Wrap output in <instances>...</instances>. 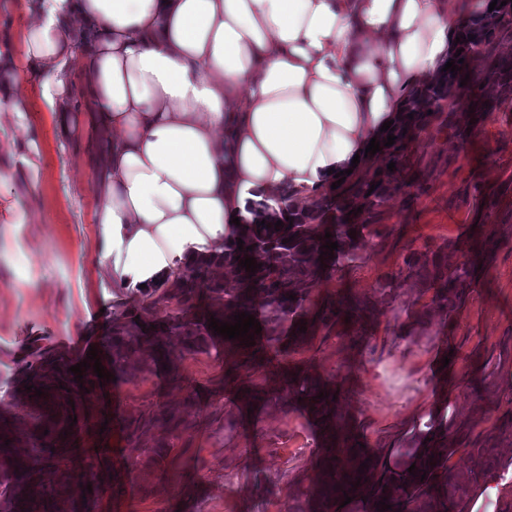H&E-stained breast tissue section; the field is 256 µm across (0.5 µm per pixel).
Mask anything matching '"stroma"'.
Listing matches in <instances>:
<instances>
[{
    "mask_svg": "<svg viewBox=\"0 0 512 512\" xmlns=\"http://www.w3.org/2000/svg\"><path fill=\"white\" fill-rule=\"evenodd\" d=\"M38 2L0 0V52L14 63ZM45 81L20 86L23 112H0V141L31 144L22 154L0 151V175L10 180L0 194V433L20 450L37 420H59L63 443L81 458L41 473L57 493L56 512H312L321 431L285 389L286 365L337 385L352 433L382 462L430 416L447 414L456 475L448 512H469L489 466L512 472V112L474 125L435 118L395 168L361 260L310 286L315 309L346 293L370 298L362 340L341 324L321 327L280 361L253 366L211 340L188 351L182 337H147L152 320L180 307L152 306L151 295L101 264L90 137L81 127L59 135ZM486 236L496 247L451 314L400 274L409 253ZM385 280L389 296L375 297ZM411 307L428 308V318L410 324ZM97 310L101 321L88 326ZM116 322L125 342L115 381L74 393L64 407L25 390L30 367L86 359L77 336H93L111 365ZM447 350L442 376L435 367ZM241 385L266 401L246 407ZM164 411L175 425L159 422ZM88 481L98 493L85 502L77 487Z\"/></svg>",
    "mask_w": 512,
    "mask_h": 512,
    "instance_id": "obj_1",
    "label": "stroma"
}]
</instances>
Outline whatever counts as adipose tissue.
Returning <instances> with one entry per match:
<instances>
[{"label": "adipose tissue", "mask_w": 512, "mask_h": 512, "mask_svg": "<svg viewBox=\"0 0 512 512\" xmlns=\"http://www.w3.org/2000/svg\"><path fill=\"white\" fill-rule=\"evenodd\" d=\"M491 0H40L24 68L0 56V112L53 73L61 136L96 141L101 262L131 288L234 242L254 201L335 183L443 73ZM78 66L82 109L71 101Z\"/></svg>", "instance_id": "1"}]
</instances>
